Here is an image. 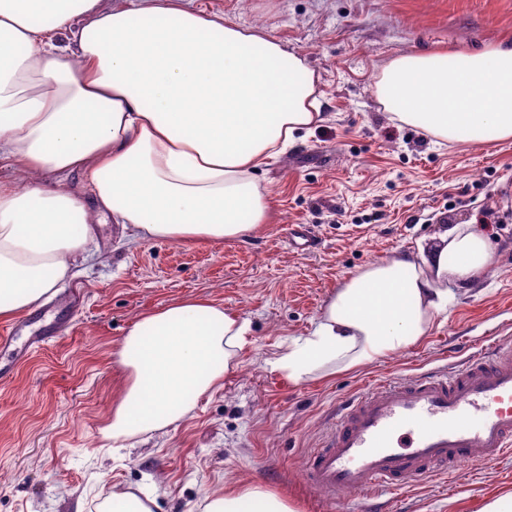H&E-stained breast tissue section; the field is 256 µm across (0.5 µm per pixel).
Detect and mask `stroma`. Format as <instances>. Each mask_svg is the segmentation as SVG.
<instances>
[{"label":"stroma","mask_w":512,"mask_h":512,"mask_svg":"<svg viewBox=\"0 0 512 512\" xmlns=\"http://www.w3.org/2000/svg\"><path fill=\"white\" fill-rule=\"evenodd\" d=\"M192 8L257 26L304 55L319 76L324 122L257 172L274 223L221 243L135 240L121 225L94 239L36 324L65 315L62 333L26 349L0 385V512H96L112 489L151 491L155 512H199L224 486L250 483L300 512H361L365 496L336 500L304 481L336 405L385 379L449 369L512 338V139L481 147L420 134L382 110L374 76L400 54L480 51L512 39V0H189ZM491 207L497 249L471 285L455 289L423 341L329 378L288 381L265 360L303 336L327 298L366 266L433 244L451 224ZM312 241L292 246L294 227ZM203 296L251 322L223 388L187 419L111 449L103 434L122 376L112 354L138 314ZM512 493V457L471 463L463 478L434 476L386 495L385 512H482Z\"/></svg>","instance_id":"stroma-1"}]
</instances>
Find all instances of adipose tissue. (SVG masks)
I'll list each match as a JSON object with an SVG mask.
<instances>
[{"mask_svg":"<svg viewBox=\"0 0 512 512\" xmlns=\"http://www.w3.org/2000/svg\"><path fill=\"white\" fill-rule=\"evenodd\" d=\"M72 28L76 50L55 38ZM319 78L263 29L185 0H0V319L53 293L104 219L134 238L243 239L270 223L255 174L323 120ZM376 101L448 142L512 138V45L391 58ZM82 171L93 203L46 173ZM483 228L455 224L432 249L367 266L336 289L305 336L269 359L298 383L417 345L452 296L491 264ZM251 324L204 297L140 313L118 344L122 385L104 428L119 444L184 419L222 386ZM201 512H298L247 483L207 495Z\"/></svg>","mask_w":512,"mask_h":512,"instance_id":"ef3b65f1","label":"adipose tissue"}]
</instances>
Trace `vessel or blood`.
Returning a JSON list of instances; mask_svg holds the SVG:
<instances>
[{"instance_id":"b4317fda","label":"vessel or blood","mask_w":512,"mask_h":512,"mask_svg":"<svg viewBox=\"0 0 512 512\" xmlns=\"http://www.w3.org/2000/svg\"><path fill=\"white\" fill-rule=\"evenodd\" d=\"M512 452V343H495L454 369L388 381L342 402L320 448L308 456L306 484L328 499H376L442 471L462 476L472 462Z\"/></svg>"}]
</instances>
